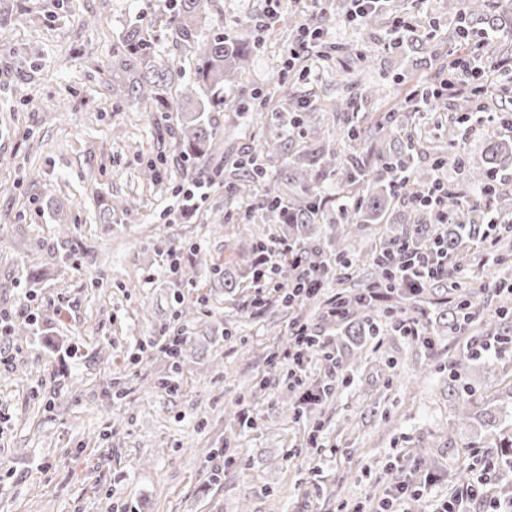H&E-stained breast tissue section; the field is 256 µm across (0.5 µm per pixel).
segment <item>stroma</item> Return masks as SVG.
Wrapping results in <instances>:
<instances>
[{
  "mask_svg": "<svg viewBox=\"0 0 512 512\" xmlns=\"http://www.w3.org/2000/svg\"><path fill=\"white\" fill-rule=\"evenodd\" d=\"M481 52L512 56V0H490ZM264 0H210L201 26L256 45L239 85L225 91L213 113L219 135L205 161L181 155L179 112L154 114L116 99L115 86L140 78L122 51L139 15L152 19L154 55L178 69L169 91L179 100L194 59L166 25L165 0H0V311L28 310L30 330L0 339L12 353L0 367V512H352L382 495L416 461L417 448H434L451 471L480 458L494 440L459 425L448 399L447 364L465 341L446 326L427 346L382 330L346 346L318 304L303 311L274 303L252 306L254 290L224 291V268L249 266L254 235L275 234L281 223L248 210L229 194L233 161L258 141L290 133L298 149L309 135L290 129L300 101H311L313 124L337 134L330 99L362 80L376 90L359 101L358 116L392 113L399 130L417 129L433 141L419 168H438L461 181L488 143H512L503 124L512 114V75L489 74L485 97L475 99L483 124L450 141L449 115L418 111L415 89L435 86L468 48L455 34L451 0H386L377 25L346 22L349 0H283L292 27L261 30L253 19ZM328 13L325 59L298 53L286 83L284 44H296L304 13ZM411 27L390 43L394 18ZM254 109L239 110L241 99ZM157 177L146 176L149 161ZM500 193L481 197L468 223L512 222V163L497 171ZM207 181L204 199L183 201L173 189ZM126 203L100 223L103 203ZM80 251H73L74 241ZM198 256L207 267L191 281L169 269ZM512 281V256L496 264L483 247L463 254L459 280L481 284L493 274ZM189 307L194 318H180ZM339 356H352L354 379L315 360L312 386L336 388L331 400L309 405L307 420L286 412L300 396L288 390L268 361L285 353L296 314ZM183 331L179 372L158 351L139 350ZM176 374L177 391L158 381ZM126 396L115 399L113 381ZM256 418L257 430L225 445L234 414ZM316 444H309V436ZM236 457L225 466L224 449Z\"/></svg>",
  "mask_w": 512,
  "mask_h": 512,
  "instance_id": "35a3bbf8",
  "label": "stroma"
}]
</instances>
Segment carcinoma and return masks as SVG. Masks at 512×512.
<instances>
[{"label": "carcinoma", "instance_id": "obj_1", "mask_svg": "<svg viewBox=\"0 0 512 512\" xmlns=\"http://www.w3.org/2000/svg\"><path fill=\"white\" fill-rule=\"evenodd\" d=\"M168 26L175 34L176 42L185 46L195 60V86L182 96L185 101L184 123L179 141L184 155L191 160H201L210 155L216 139V131L207 113L224 105V88H234L241 80L247 63L256 50L233 33H217L210 38L199 34L197 18L203 9V0H167ZM490 9L488 0H466L463 14L466 20L458 22L457 38L467 40L470 19L486 14ZM152 22L136 17L123 39V50L129 60L146 63V71L140 81L116 91V97L127 103L158 105L162 111L167 95L166 88L174 72L169 67L151 63L152 41L146 37ZM368 90H355L336 105V111L344 114L343 136L349 141L351 150L343 153L331 145H321L311 151H298L290 155L292 140L287 134L277 135L259 142L251 150L256 159L253 165L238 164L245 177L229 183L231 193L248 194L258 200L261 209L269 216L286 222L288 231L284 235L295 249L294 256L308 259L309 242L313 225L323 217L328 202L324 183L329 176L337 177L336 184L357 186L359 195L337 194L343 201L340 223L330 230L327 237L329 252L326 262L355 259L353 245L367 224H380L389 218V210L395 199L394 183L398 175L408 174L417 182L419 190L411 195V216L401 226L386 231L380 250L390 251L404 240H411L419 248L429 251L435 247L436 225L448 222V252L459 253L467 243L482 242L488 234L485 224H466L462 221L465 209L477 206L474 194L493 196L496 189L489 186V176L498 166L512 159V146L499 142L490 143L482 160L464 171L463 183L448 188L440 202L425 201L433 181L418 175L413 168L415 156L423 150L418 134H396L388 147H371L376 160L369 163L363 159L365 146L371 140L372 131L381 132L393 125V118L378 119L368 130L360 123H352L347 113L355 110L356 102ZM291 158L284 170L285 180L298 184L300 194L286 198L276 191L278 180L271 176L269 164ZM371 265L370 288H382L389 283L385 267L369 261ZM363 290L352 291L346 296L349 313L336 322L339 333L350 336H374L378 324L370 311L361 303ZM423 291L403 288L391 294L389 315L397 317L409 310L424 311ZM482 287L464 285L459 289L455 304L437 306L436 316L448 323L455 333L465 338L468 353L464 358L451 361L448 369V397L456 405L457 417L463 423L476 422L486 433L494 436L498 443L494 453L495 465L502 471H512V392L500 402L475 408L474 389L469 378V362L493 365L512 357V307H500L496 319L482 322L479 311L482 302ZM494 341L500 345L494 353H476L484 342Z\"/></svg>", "mask_w": 512, "mask_h": 512}]
</instances>
